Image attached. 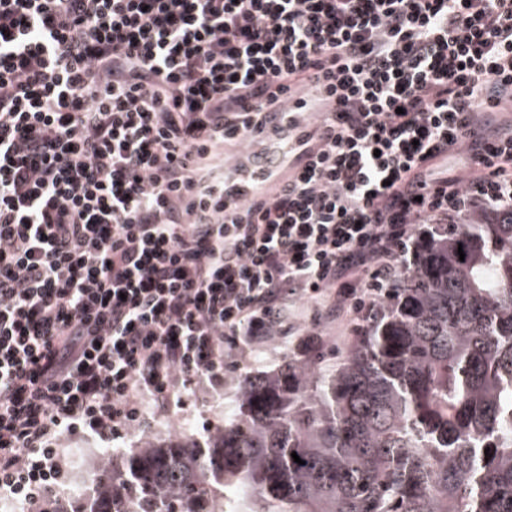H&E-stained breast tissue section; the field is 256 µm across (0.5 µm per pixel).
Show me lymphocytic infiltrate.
Returning a JSON list of instances; mask_svg holds the SVG:
<instances>
[{
    "label": "lymphocytic infiltrate",
    "instance_id": "f902f5d3",
    "mask_svg": "<svg viewBox=\"0 0 512 512\" xmlns=\"http://www.w3.org/2000/svg\"><path fill=\"white\" fill-rule=\"evenodd\" d=\"M508 99L512 0H0V503L512 209Z\"/></svg>",
    "mask_w": 512,
    "mask_h": 512
}]
</instances>
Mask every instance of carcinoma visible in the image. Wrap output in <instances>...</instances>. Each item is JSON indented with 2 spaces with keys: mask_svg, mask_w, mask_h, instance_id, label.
I'll list each match as a JSON object with an SVG mask.
<instances>
[{
  "mask_svg": "<svg viewBox=\"0 0 512 512\" xmlns=\"http://www.w3.org/2000/svg\"><path fill=\"white\" fill-rule=\"evenodd\" d=\"M92 480L43 512H512V210L430 225L330 375L245 373L224 428Z\"/></svg>",
  "mask_w": 512,
  "mask_h": 512,
  "instance_id": "1",
  "label": "carcinoma"
}]
</instances>
